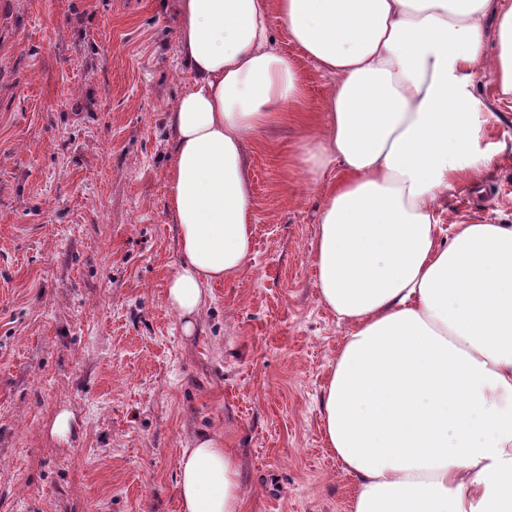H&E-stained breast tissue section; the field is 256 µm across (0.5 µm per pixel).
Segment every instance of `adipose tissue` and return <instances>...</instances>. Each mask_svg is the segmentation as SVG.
<instances>
[{
  "mask_svg": "<svg viewBox=\"0 0 512 512\" xmlns=\"http://www.w3.org/2000/svg\"><path fill=\"white\" fill-rule=\"evenodd\" d=\"M494 0H180L189 84L169 112L179 257L165 303L193 335L210 286L252 253L254 137L304 109L278 18L332 79L296 162L323 202L311 245L323 302L347 325L321 393L352 512H512V225L436 219L493 164L470 91L491 69L512 99V7ZM496 14L494 36L485 20ZM180 512H243L240 467L203 433L178 464Z\"/></svg>",
  "mask_w": 512,
  "mask_h": 512,
  "instance_id": "adipose-tissue-1",
  "label": "adipose tissue"
}]
</instances>
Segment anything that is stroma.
Wrapping results in <instances>:
<instances>
[{
  "label": "stroma",
  "mask_w": 512,
  "mask_h": 512,
  "mask_svg": "<svg viewBox=\"0 0 512 512\" xmlns=\"http://www.w3.org/2000/svg\"><path fill=\"white\" fill-rule=\"evenodd\" d=\"M270 24L307 110L251 142V258L187 337L164 299L178 0H0V512H179L178 460L202 432L236 455L244 512H351L320 429L347 326L309 253L322 191L294 164L331 80ZM471 91L494 163L437 217L512 225V101L486 72Z\"/></svg>",
  "instance_id": "obj_1"
}]
</instances>
